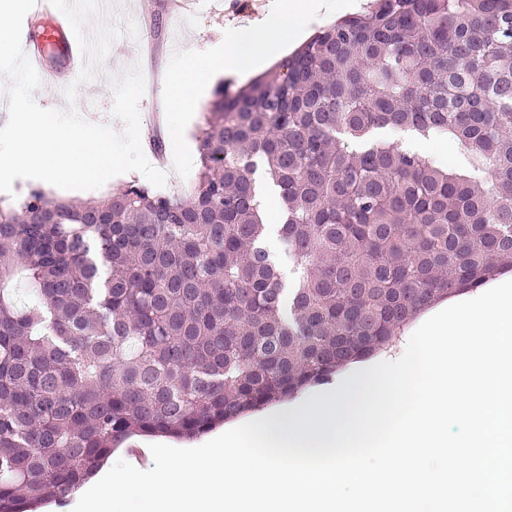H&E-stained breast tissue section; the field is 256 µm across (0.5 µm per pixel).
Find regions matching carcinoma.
Returning a JSON list of instances; mask_svg holds the SVG:
<instances>
[{
	"mask_svg": "<svg viewBox=\"0 0 512 512\" xmlns=\"http://www.w3.org/2000/svg\"><path fill=\"white\" fill-rule=\"evenodd\" d=\"M510 131L512 0H373L216 90L189 193L0 206V512L68 497L132 435L194 440L327 381L512 269ZM442 147L444 150L448 149V160L447 163L443 164L448 170H458L464 166L465 163V150L463 147L455 142L443 140V141H429L420 142L412 146L413 150L419 151L425 154L433 155L437 153L438 149Z\"/></svg>",
	"mask_w": 512,
	"mask_h": 512,
	"instance_id": "obj_1",
	"label": "carcinoma"
}]
</instances>
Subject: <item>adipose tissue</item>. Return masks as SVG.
I'll use <instances>...</instances> for the list:
<instances>
[{"label": "adipose tissue", "instance_id": "1", "mask_svg": "<svg viewBox=\"0 0 512 512\" xmlns=\"http://www.w3.org/2000/svg\"><path fill=\"white\" fill-rule=\"evenodd\" d=\"M362 0H275L269 22L277 42L265 34L230 29L223 42L209 48L200 58L188 57V68L205 67L212 79L239 73L246 65L261 62L281 51L290 39L304 31L312 21L326 19L333 11H356Z\"/></svg>", "mask_w": 512, "mask_h": 512}]
</instances>
